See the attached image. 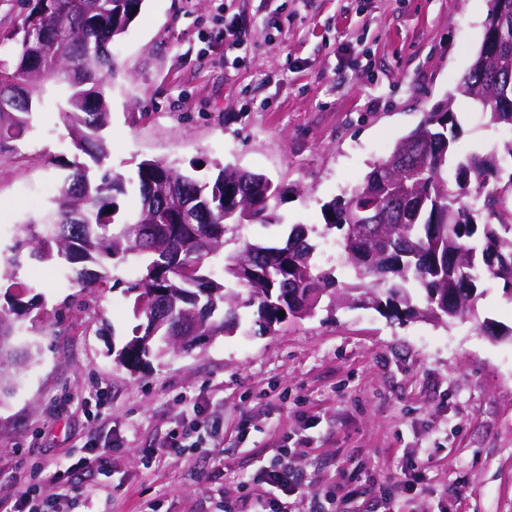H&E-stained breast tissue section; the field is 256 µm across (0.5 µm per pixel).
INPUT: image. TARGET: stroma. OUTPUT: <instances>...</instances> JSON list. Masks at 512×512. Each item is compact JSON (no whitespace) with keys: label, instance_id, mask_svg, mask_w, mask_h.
<instances>
[{"label":"stroma","instance_id":"1","mask_svg":"<svg viewBox=\"0 0 512 512\" xmlns=\"http://www.w3.org/2000/svg\"><path fill=\"white\" fill-rule=\"evenodd\" d=\"M228 14L244 30L236 52ZM268 15L277 28H262ZM486 16L477 0H143L112 45L108 164L132 178L141 160H163L204 177L219 160L287 185L281 223L235 230L214 258L222 272L244 243L321 226L323 204L440 101L460 121L458 155L512 139L456 91ZM80 157L51 105L0 153V257ZM11 275L38 307L16 337L33 359L0 398V499L88 456L70 476L71 512H256L243 482L278 456L305 483L291 512H512V337L484 328H512L502 284L447 326L345 306L262 334L243 306L232 334L133 374L115 355L139 323L137 261L103 288L26 258ZM196 409L216 447L162 451ZM352 471L365 492L342 509L324 493Z\"/></svg>","mask_w":512,"mask_h":512}]
</instances>
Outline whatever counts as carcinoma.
I'll use <instances>...</instances> for the list:
<instances>
[{"instance_id":"obj_1","label":"carcinoma","mask_w":512,"mask_h":512,"mask_svg":"<svg viewBox=\"0 0 512 512\" xmlns=\"http://www.w3.org/2000/svg\"><path fill=\"white\" fill-rule=\"evenodd\" d=\"M142 0H27L14 45L0 57V151L22 139L32 114L45 102L60 112L75 149L91 159L76 162L63 177L60 195L41 217L19 226L13 255L54 263L68 282L102 288L112 264L136 259L143 278L127 287L134 314L143 319L116 355L129 370L176 351L187 322L199 336H219L240 325L238 295L248 290L256 323L266 332L290 318L313 315L321 302L371 305L390 318H426L449 325L475 313L488 281L512 294V141L489 151L459 156L455 113L440 104L400 139L423 142L417 169L392 172V157L372 165L363 181L322 207V229L294 224L281 245L246 243L215 274L211 258L224 236L242 224H278L275 201L288 192L267 176L214 163L217 174L200 181L160 160L137 166L136 210L115 221L118 197L128 194L124 174L105 168L107 90L117 69L112 44L126 32ZM484 39L457 85L492 125L512 128V0H490ZM403 194L402 215L369 236L354 231L360 208L387 205ZM112 213H107L108 209ZM138 224H158L144 244ZM336 234L354 281L339 285L315 263L311 235ZM0 304V394L6 369L21 360L13 343L19 321L36 305L4 293Z\"/></svg>"}]
</instances>
